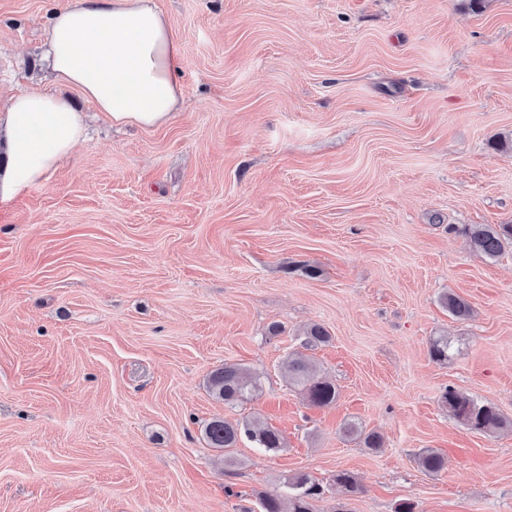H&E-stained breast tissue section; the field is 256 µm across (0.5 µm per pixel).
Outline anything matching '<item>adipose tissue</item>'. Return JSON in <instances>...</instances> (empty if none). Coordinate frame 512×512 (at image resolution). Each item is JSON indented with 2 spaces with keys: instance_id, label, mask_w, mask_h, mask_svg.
<instances>
[{
  "instance_id": "obj_1",
  "label": "adipose tissue",
  "mask_w": 512,
  "mask_h": 512,
  "mask_svg": "<svg viewBox=\"0 0 512 512\" xmlns=\"http://www.w3.org/2000/svg\"><path fill=\"white\" fill-rule=\"evenodd\" d=\"M57 84L78 90L115 125L165 124L182 101L183 50L155 0H68L48 26ZM9 167L0 203L43 183L85 138L82 112L58 93L32 89L0 113Z\"/></svg>"
}]
</instances>
